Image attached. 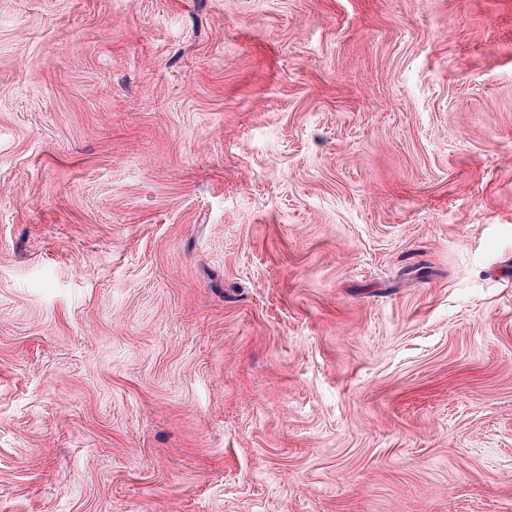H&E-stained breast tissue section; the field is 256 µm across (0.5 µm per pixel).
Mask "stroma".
<instances>
[{"instance_id": "1", "label": "stroma", "mask_w": 512, "mask_h": 512, "mask_svg": "<svg viewBox=\"0 0 512 512\" xmlns=\"http://www.w3.org/2000/svg\"><path fill=\"white\" fill-rule=\"evenodd\" d=\"M0 512H512V0H0Z\"/></svg>"}]
</instances>
